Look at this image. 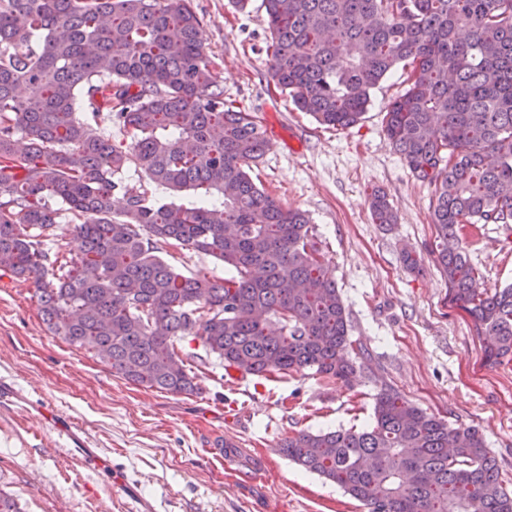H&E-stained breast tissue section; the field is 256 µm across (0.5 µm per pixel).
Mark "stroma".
I'll list each match as a JSON object with an SVG mask.
<instances>
[{
  "label": "stroma",
  "mask_w": 512,
  "mask_h": 512,
  "mask_svg": "<svg viewBox=\"0 0 512 512\" xmlns=\"http://www.w3.org/2000/svg\"><path fill=\"white\" fill-rule=\"evenodd\" d=\"M262 0L248 13L229 0H192L224 99L252 113L266 153L252 177L290 208L306 211L363 349L354 387L315 375L245 376L215 358L194 362L201 391L171 395L112 374L93 353L52 337L33 290L0 275V378L20 401L0 405V491L23 512H129L102 474L72 464L22 399L78 423L89 447L127 476L153 512H364L324 478L279 450L300 430L369 424L381 386L427 412L476 427L512 483V365L483 363L470 317L448 300L434 263L430 203L385 132L387 104L406 70L371 92L359 124L330 129L269 85ZM383 190L397 224L373 223L368 198ZM468 249L486 288L512 283V226L489 224ZM416 254L408 267L404 252Z\"/></svg>",
  "instance_id": "1"
}]
</instances>
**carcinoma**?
<instances>
[{"label": "carcinoma", "mask_w": 512, "mask_h": 512, "mask_svg": "<svg viewBox=\"0 0 512 512\" xmlns=\"http://www.w3.org/2000/svg\"><path fill=\"white\" fill-rule=\"evenodd\" d=\"M263 7L269 77L321 125H357L370 91L412 66L385 131L435 186L450 302L473 319L484 362L511 365L512 284L482 287L467 232L512 224V0ZM104 114L122 142L101 133ZM265 146L253 115L224 103L190 0H0V271L33 288L53 335L123 379L197 392L187 336L243 375L356 377L362 349L308 215L251 176ZM131 163L146 182L123 179ZM157 190L172 201H150ZM370 212L397 223L382 191ZM63 215L81 242L71 257L48 244ZM179 246L235 275L183 274L161 257ZM280 451L367 512H512L484 436L391 387L371 424L298 431Z\"/></svg>", "instance_id": "carcinoma-1"}]
</instances>
